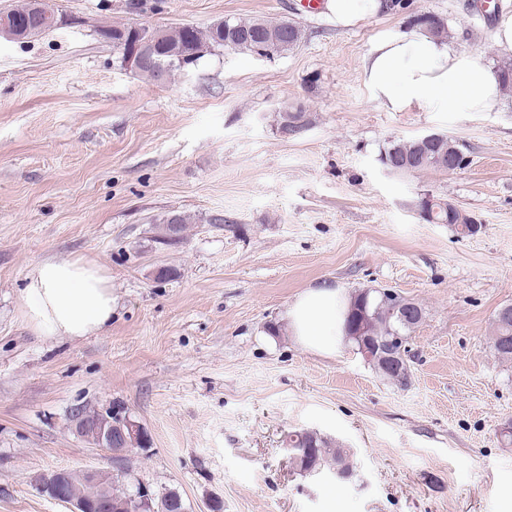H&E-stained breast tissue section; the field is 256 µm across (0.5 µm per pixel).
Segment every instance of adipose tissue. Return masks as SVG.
Wrapping results in <instances>:
<instances>
[{
	"label": "adipose tissue",
	"mask_w": 512,
	"mask_h": 512,
	"mask_svg": "<svg viewBox=\"0 0 512 512\" xmlns=\"http://www.w3.org/2000/svg\"><path fill=\"white\" fill-rule=\"evenodd\" d=\"M363 75L375 99L393 111L418 102L488 112L500 100L497 68L418 26L379 37L364 60ZM346 305L335 285L322 282L301 293L282 320L303 347L329 355L343 335ZM22 316L40 336L98 334L112 323L111 280L92 261H42L25 278Z\"/></svg>",
	"instance_id": "ef3b65f1"
}]
</instances>
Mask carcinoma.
I'll list each match as a JSON object with an SVG mask.
<instances>
[{"label":"carcinoma","instance_id":"carcinoma-1","mask_svg":"<svg viewBox=\"0 0 512 512\" xmlns=\"http://www.w3.org/2000/svg\"><path fill=\"white\" fill-rule=\"evenodd\" d=\"M225 32H220L210 24L198 27L191 24L170 27L163 30L159 51L154 53L151 61L138 69L142 75L157 80V73L162 71L166 78L182 71V62L196 65L200 59L219 48H230L259 55L266 50L271 54H280L297 47L304 38L300 26L288 20L271 21L259 18L236 19L224 21ZM291 128V135H297L307 127V118L303 112H286L280 116L278 129ZM457 156L464 161L461 153L448 136L441 135L437 143L429 150H423L415 138L394 139L388 142L379 155L384 165L406 163L411 172L424 170H442L439 163L441 156ZM437 218L445 220L458 234L471 225L470 215L463 210L454 211L448 217V201ZM422 319L411 325L398 321L392 314V298L383 297L377 292L366 293L358 290L351 295L350 307L344 323L345 341L355 348H360L358 337L367 336L377 340L390 339L394 336L410 338ZM492 346L497 358L503 363H512V316L504 318L496 312L493 318ZM288 446L301 452H312L316 469L340 468L344 479L353 476V463L350 451L329 441L314 431H302L288 435ZM128 472L113 476L112 512H141V504L136 497V488L130 484ZM70 492L94 499L103 495V486H87L82 479L70 475L68 482Z\"/></svg>","mask_w":512,"mask_h":512}]
</instances>
